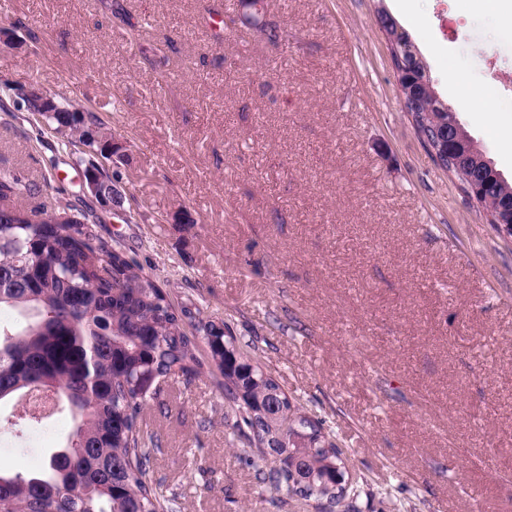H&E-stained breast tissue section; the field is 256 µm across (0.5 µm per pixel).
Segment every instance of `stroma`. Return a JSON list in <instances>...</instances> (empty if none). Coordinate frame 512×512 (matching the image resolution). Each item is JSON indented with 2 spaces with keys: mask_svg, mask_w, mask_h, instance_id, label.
Here are the masks:
<instances>
[{
  "mask_svg": "<svg viewBox=\"0 0 512 512\" xmlns=\"http://www.w3.org/2000/svg\"><path fill=\"white\" fill-rule=\"evenodd\" d=\"M0 0V173L87 210L175 305L226 322L323 423L358 512H512V241L431 158L403 109L385 7L435 91L512 182V0ZM231 19L220 33L221 18ZM95 112L121 139L119 212L84 199L14 90ZM485 95L487 112L462 108ZM203 373L148 423L180 512H311L258 484ZM70 416L0 423V467L36 470ZM240 21L242 24L251 26L257 31L263 33L267 40L272 43H277L282 39V32L280 31V28L275 23L264 19V15L262 12H259V9L255 8V12L245 14Z\"/></svg>",
  "mask_w": 512,
  "mask_h": 512,
  "instance_id": "1",
  "label": "stroma"
}]
</instances>
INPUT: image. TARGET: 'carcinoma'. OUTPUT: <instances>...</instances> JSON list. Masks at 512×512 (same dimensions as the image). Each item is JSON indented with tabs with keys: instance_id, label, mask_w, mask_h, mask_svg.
Segmentation results:
<instances>
[{
	"instance_id": "carcinoma-1",
	"label": "carcinoma",
	"mask_w": 512,
	"mask_h": 512,
	"mask_svg": "<svg viewBox=\"0 0 512 512\" xmlns=\"http://www.w3.org/2000/svg\"><path fill=\"white\" fill-rule=\"evenodd\" d=\"M381 29L393 36L402 59L395 74L414 113L413 127L433 149L464 133L456 112L437 97L409 34L386 10ZM241 23L282 39L280 28L255 11ZM46 116L52 131L75 144L103 127L92 111ZM463 172L480 183L485 207L512 225V184L473 142L457 145ZM40 185L17 174L0 176V309L23 322L0 323V405L36 387L57 392L40 418L70 413L65 444L31 471L0 469V512H178L176 501L153 481L157 437L147 416L167 406L165 386L190 381L203 366L218 373L235 413V433L251 454L256 481L299 497L315 512H357L355 496L341 498L347 457L320 420L306 414L229 326L199 320L188 333L168 294L124 252L99 240L93 224H54L30 215H62L55 197L25 213L16 200L35 197ZM208 347L203 362L200 342Z\"/></svg>"
}]
</instances>
